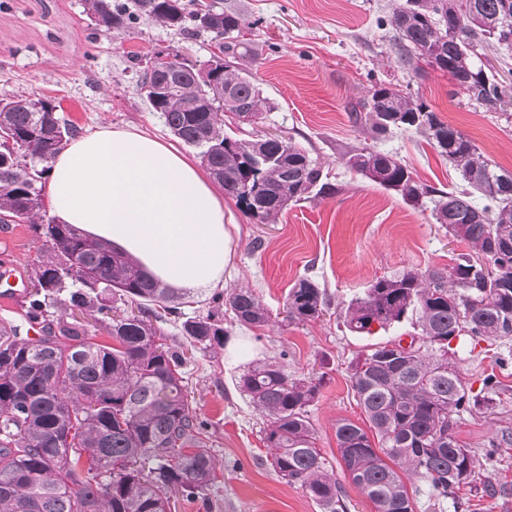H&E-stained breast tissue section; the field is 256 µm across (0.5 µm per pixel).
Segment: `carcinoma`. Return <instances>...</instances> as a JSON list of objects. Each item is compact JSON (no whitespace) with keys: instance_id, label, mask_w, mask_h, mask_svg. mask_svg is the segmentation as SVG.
<instances>
[{"instance_id":"cac0c4a2","label":"carcinoma","mask_w":512,"mask_h":512,"mask_svg":"<svg viewBox=\"0 0 512 512\" xmlns=\"http://www.w3.org/2000/svg\"><path fill=\"white\" fill-rule=\"evenodd\" d=\"M98 29L141 22L173 27L186 37L224 42L219 53L185 69L181 55L138 60L140 82L161 86L146 96L170 133L199 156L224 192L262 224H274L288 203L333 195L309 153L283 136L262 143L224 134V110L256 118L261 90L238 60L255 55L239 40L241 17L203 0H84ZM393 44L401 68L420 72L422 61L448 73L468 99L496 112L512 104V86L478 65L477 47L512 52V0H407L393 14ZM468 43L472 52H460ZM353 126L385 138L395 130L419 134L459 171L461 187L444 191L418 181L390 151L352 147L345 167L415 206L432 203L431 217L475 255L462 253L450 268L407 270L380 277L345 308L344 325L358 335L405 320L422 343L373 345L351 362L352 387L369 430L340 419V464L376 512H414L402 474L428 485L442 503L473 481L475 451L459 444L457 417L489 408L497 381L483 379L475 393L449 356L448 338L464 332L476 342L512 339V171L493 165L462 131L442 122L419 96L390 83L348 105ZM77 134L46 98L0 99V224H34L46 249L34 262L26 295L27 319L40 336L0 328V512H168L169 493L197 499L215 479L200 420L182 384L184 353L164 343L154 321L178 320L180 307L149 308L174 289L149 278L112 244L69 224L43 220L42 184L57 154ZM119 299L135 310L113 314ZM79 308L91 320L49 318L48 308ZM225 304L249 327L270 322L253 291L241 288ZM327 302L303 278L288 291L286 320L320 317ZM105 329L108 340H100ZM191 346H224V321L211 309L181 324ZM239 390L266 417L263 440L270 465L302 487L323 512H345L344 491L332 463L315 447L307 407L320 384L291 378L277 361L245 368Z\"/></svg>"}]
</instances>
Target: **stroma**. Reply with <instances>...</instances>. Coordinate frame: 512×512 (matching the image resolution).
<instances>
[{
  "instance_id": "stroma-1",
  "label": "stroma",
  "mask_w": 512,
  "mask_h": 512,
  "mask_svg": "<svg viewBox=\"0 0 512 512\" xmlns=\"http://www.w3.org/2000/svg\"><path fill=\"white\" fill-rule=\"evenodd\" d=\"M240 14L243 32L259 56L243 63L262 90L268 108L256 125L230 122L238 139L272 134L292 138L328 172L338 194L289 204L277 223L259 224L233 196L224 198L231 256L220 296L248 288L269 309L268 326L250 329L225 313L230 336L224 347L188 348L180 326L164 322L169 346L185 351V382L199 419L209 426L207 446L216 479L202 498L170 499V512H322L299 486L281 479L268 462L264 418L237 387L244 366L274 358L290 377L319 382L308 415L316 446L339 460L336 422L366 426L352 389L350 362L372 345L414 335L410 322L360 336L342 324L348 300L376 278L406 270L446 268L466 243L448 235L429 212L349 172L341 155L352 146L398 153L418 181L444 190L461 186L459 172L424 137L397 132L379 141L355 128L348 103L376 84L391 82L417 94L439 119L467 134L480 150L512 171V119L454 95L447 73L425 68L414 75L395 60L390 19L405 0H212ZM217 46L190 39L154 22L102 34L83 0H0V95L47 97L61 116L82 131L135 127L174 138L137 89V57L160 51L207 60ZM42 241L27 224H0V260L10 262L24 286L33 281L32 262ZM312 279L328 301L320 319L283 322L289 289ZM462 377L480 390L496 376L498 393L489 409L466 414L454 427L460 444L473 450L490 440L512 439V339L488 344L469 339L452 345ZM501 460L478 459L471 487L457 491V505H430L423 481L407 486L417 512H512V442Z\"/></svg>"
}]
</instances>
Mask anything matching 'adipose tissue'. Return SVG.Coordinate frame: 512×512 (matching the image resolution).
Wrapping results in <instances>:
<instances>
[{
  "instance_id": "adipose-tissue-1",
  "label": "adipose tissue",
  "mask_w": 512,
  "mask_h": 512,
  "mask_svg": "<svg viewBox=\"0 0 512 512\" xmlns=\"http://www.w3.org/2000/svg\"><path fill=\"white\" fill-rule=\"evenodd\" d=\"M46 195L57 221L112 243L189 295L224 278V199L157 137L107 127L73 140L52 165Z\"/></svg>"
}]
</instances>
